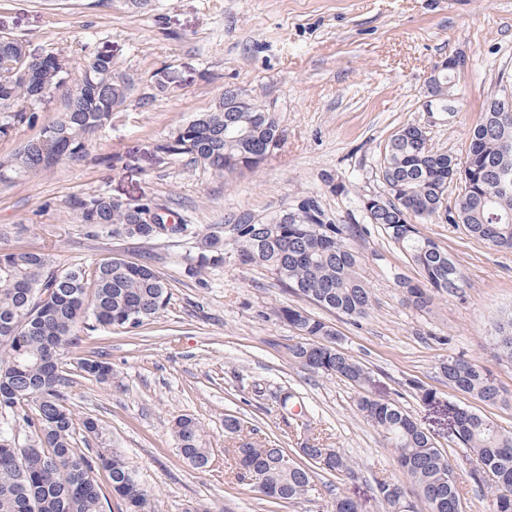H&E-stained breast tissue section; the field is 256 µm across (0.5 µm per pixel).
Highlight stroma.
Instances as JSON below:
<instances>
[{"instance_id":"obj_1","label":"stroma","mask_w":512,"mask_h":512,"mask_svg":"<svg viewBox=\"0 0 512 512\" xmlns=\"http://www.w3.org/2000/svg\"><path fill=\"white\" fill-rule=\"evenodd\" d=\"M0 34L24 37L35 55L111 49L117 71L135 80L85 160L0 184V249L45 251L65 267L107 255L147 260L170 284L168 305L140 334L101 329L65 350L64 362L96 351L112 366L111 384L80 380L68 389L75 411L101 428L98 437L78 438V447L121 454L159 512H329L338 498L357 512H383L377 483L402 473L358 414L357 389L290 360L297 337L275 311L302 305L336 327L344 350L370 369L367 394L396 401L447 453L466 512H492L486 481L470 477L481 464L459 444L448 405L512 429V363L492 344L512 314L511 252L489 249L460 224L423 225L460 264L467 288L464 299L439 297L421 312L395 286L415 270L371 227L356 248L373 306L353 319L302 302L269 270L240 266L229 251L198 276L187 269L200 240L228 218L263 217L302 195L320 196L342 222L363 223L359 199L382 193L384 146L408 123L428 126L436 147L464 154L486 102L512 87V0H154L142 12L122 0L108 8L96 0H0ZM459 52L466 66L455 78V112L424 111L425 74ZM228 87L250 93L283 131V146L258 171L216 179L158 151L172 128L210 110ZM328 174L345 192L330 191ZM93 191L155 198L187 219L188 232L148 241L91 236L70 200ZM450 355L480 365L502 401L449 389L439 364ZM421 386L436 400L422 401ZM228 413L239 417L240 435L225 432ZM182 415L205 431L206 469L178 452L171 426ZM241 435L275 442L293 457L312 445L344 449L353 473L320 470L304 499L269 501L235 478L227 450Z\"/></svg>"}]
</instances>
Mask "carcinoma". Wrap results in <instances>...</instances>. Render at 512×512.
Masks as SVG:
<instances>
[{
  "mask_svg": "<svg viewBox=\"0 0 512 512\" xmlns=\"http://www.w3.org/2000/svg\"><path fill=\"white\" fill-rule=\"evenodd\" d=\"M81 53L75 61L50 50L54 64L38 66L25 40L0 36L1 134L33 126L45 99L64 91L63 109L0 157V184L25 181L53 167L66 148L67 157L83 158L94 134L126 106L133 79L115 73L112 51L83 47ZM468 138L465 154L458 156L435 148L423 125L408 123L385 145L384 193L360 198L366 223L338 224L316 198L302 196L297 205L264 219L244 213L227 220L225 235L232 240L206 236L188 275L224 261L228 243L239 264L270 270L298 297L339 315L362 317L372 306V294L359 273L354 245L369 223L381 228L418 271L416 280L396 281L405 305L423 312L439 296L461 298V267L421 225L441 218L448 183L457 178L466 185L457 207L459 223L488 248L512 251V115L486 106ZM282 144V130L270 113L247 107L227 112L221 98L172 131L158 149L223 179L256 171ZM72 207L87 233L96 237L150 240L164 236L168 226L180 234L188 230L175 210L148 198L124 202L94 192L75 198ZM168 300L167 279L147 261L109 257L63 268L43 252L0 250V414L14 416L30 434L20 445L12 425L0 426V512H104L96 480L100 470L108 473L123 512H156L154 500L121 458L91 456L75 447L76 430L96 435L99 425L92 417H78L70 406L66 388L72 379L60 351L84 331L135 332L157 318ZM276 315L300 338L288 347L292 361L360 389L371 382V371L344 351L336 328L298 307H281ZM494 345L512 362V318L498 326ZM74 369L89 381L112 380V367L96 356L76 358ZM440 370L454 390L487 404L502 400L476 363L450 356ZM356 407L382 434L405 475L402 482L377 484L384 512H417V498L428 503L430 512H462L450 461L396 402L361 395ZM448 408L459 442L493 476V512H512V430L451 401ZM174 433L183 458L198 469L207 467L211 449L203 429L183 417ZM228 454L238 479L245 480L253 469L264 473L261 493L281 503L304 498L317 468L338 476L353 471L340 448H301L304 462L294 461L286 469L281 461L287 452L266 441L244 439Z\"/></svg>",
  "mask_w": 512,
  "mask_h": 512,
  "instance_id": "obj_1",
  "label": "carcinoma"
}]
</instances>
